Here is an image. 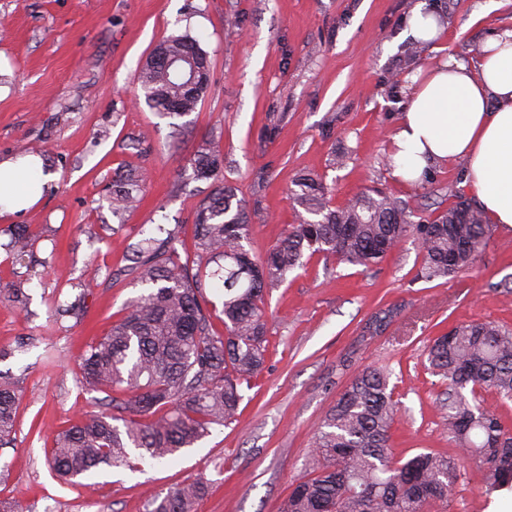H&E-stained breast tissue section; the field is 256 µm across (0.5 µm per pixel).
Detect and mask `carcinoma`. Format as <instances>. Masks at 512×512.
Segmentation results:
<instances>
[{
  "instance_id": "carcinoma-1",
  "label": "carcinoma",
  "mask_w": 512,
  "mask_h": 512,
  "mask_svg": "<svg viewBox=\"0 0 512 512\" xmlns=\"http://www.w3.org/2000/svg\"><path fill=\"white\" fill-rule=\"evenodd\" d=\"M159 48L190 53L210 70L198 40L187 34L172 35ZM210 81L188 87L176 72L147 63L138 75L146 102L164 117L194 112ZM192 168L196 179L211 181L195 217L199 260L181 263L153 238L131 247V270L144 291L81 358L83 383L106 394L103 410L81 412L48 450L49 465L65 481L82 486L102 465L131 466L130 448L143 459L165 461L210 435L212 426L236 420L242 385L265 363V296L303 266L305 251L367 267L414 233L422 253L417 277L431 281L471 266L491 235L484 211L466 200L413 224L388 196L361 194L336 207L322 180L300 175L296 199L306 215L257 255L247 248L245 204L224 184L221 150H198ZM143 184L115 175L112 211L133 206ZM36 242L29 225H15L12 258L37 262ZM208 288L221 289V305ZM6 292L9 302L26 305L24 282L7 285ZM218 310L220 333L213 325ZM426 355L448 385L440 407L448 435L479 459L485 492L512 488V423L482 399L494 391L512 400V329L494 321L461 323L432 339ZM390 376L384 368H366L345 386L316 431L317 470L296 481L281 512H437L448 502L459 478L448 454L420 452L403 463L391 456L397 405ZM118 419L123 426L114 424ZM17 422L18 389L0 376V446L14 440ZM206 490L202 480L174 487L153 498L149 512H193Z\"/></svg>"
}]
</instances>
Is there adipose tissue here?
<instances>
[{"instance_id":"obj_1","label":"adipose tissue","mask_w":512,"mask_h":512,"mask_svg":"<svg viewBox=\"0 0 512 512\" xmlns=\"http://www.w3.org/2000/svg\"><path fill=\"white\" fill-rule=\"evenodd\" d=\"M411 101L392 138L393 173L419 181L432 166L464 164L490 223L512 228V27L481 47L477 62L448 56L411 78ZM42 160L0 162V214L41 197Z\"/></svg>"}]
</instances>
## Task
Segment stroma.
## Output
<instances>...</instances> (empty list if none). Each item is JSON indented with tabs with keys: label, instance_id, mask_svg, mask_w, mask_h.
I'll list each match as a JSON object with an SVG mask.
<instances>
[{
	"label": "stroma",
	"instance_id": "obj_1",
	"mask_svg": "<svg viewBox=\"0 0 512 512\" xmlns=\"http://www.w3.org/2000/svg\"><path fill=\"white\" fill-rule=\"evenodd\" d=\"M419 7L447 8V31L413 68L451 54L474 60L512 24V0H0V158L35 153L54 176L36 206L0 215V285L24 280L29 296L23 309L0 298V375L16 381L20 414L14 441L0 447V498L20 512H147L154 496L202 477L197 512H279L312 473L313 436L338 394L383 366L400 408L393 457L458 458L445 512H512V490L485 495L475 460L449 439L445 386L425 354L457 323L512 325V229L500 226L472 267L433 281L417 276L411 235L369 267L303 256L265 299L266 360L242 390L237 422L163 466L100 467L90 489L61 482L45 458L53 432L100 399L79 383L80 357L142 291L128 245L154 238L193 257L196 208L210 190L190 167L202 145L220 146L259 253L295 222L302 174L320 178L333 205L378 192L415 222L473 200L463 165L404 184L389 164L411 94L413 68L399 59ZM186 33L208 55L211 86L195 112L162 117L137 71L162 39ZM118 171L146 181L140 206L117 217ZM14 224L39 234L37 263L10 261Z\"/></svg>",
	"mask_w": 512,
	"mask_h": 512
}]
</instances>
